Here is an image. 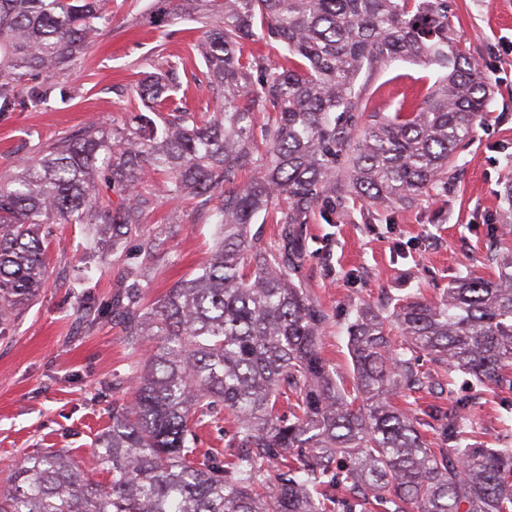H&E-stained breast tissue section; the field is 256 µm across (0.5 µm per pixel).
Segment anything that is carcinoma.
Returning <instances> with one entry per match:
<instances>
[{"label": "carcinoma", "mask_w": 512, "mask_h": 512, "mask_svg": "<svg viewBox=\"0 0 512 512\" xmlns=\"http://www.w3.org/2000/svg\"><path fill=\"white\" fill-rule=\"evenodd\" d=\"M156 2L161 28L204 6L197 51L216 112L206 119L178 98L183 71L170 64L136 88L126 124L88 126L20 162L0 182V325L43 288L44 225L105 224L114 252L139 239L112 313L132 350L157 345L99 440L110 483L44 448L0 482V512H332L336 487L343 512H512V448L485 447L470 411L482 388L512 387V256L490 278L459 274L436 298L356 307L350 388L321 352L327 313L301 280L300 225L343 200L338 159L353 196L410 207L487 112V77L448 36V0ZM111 23L106 0H0V115L66 98L48 78L74 69ZM254 38L282 46L284 62L238 55ZM398 59L448 74L412 110L359 130L361 72ZM161 197L191 201L221 231L198 271L149 308L141 270L161 239L145 220ZM260 218L281 225L275 241L253 230ZM416 352L469 376L470 398L397 406L434 391ZM217 410L233 417L227 446L240 452L200 459L196 429Z\"/></svg>", "instance_id": "obj_1"}]
</instances>
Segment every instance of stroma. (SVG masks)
I'll return each instance as SVG.
<instances>
[{
    "instance_id": "1",
    "label": "stroma",
    "mask_w": 512,
    "mask_h": 512,
    "mask_svg": "<svg viewBox=\"0 0 512 512\" xmlns=\"http://www.w3.org/2000/svg\"><path fill=\"white\" fill-rule=\"evenodd\" d=\"M151 0H110L112 23L96 36L80 64L64 77L68 101L51 95L36 111L0 116V182L16 164L35 159L57 138L76 134L88 123L104 130L128 117L129 100L140 81L166 61H181V90L190 108L213 111L215 103L197 78L204 69L193 50L203 30L194 17L174 24L162 38L144 15ZM449 25L457 44L482 70L494 71L492 103L471 138L456 150L448 181L427 189L410 207L379 210L348 199L332 209L319 207L302 229V280L329 315L320 341L324 357L344 382L352 380L343 319L353 306L374 304L409 291L442 292L472 259L512 247V205L504 198L512 183V0H448ZM442 76L434 66L398 61L362 74L366 109L393 112L399 104L420 102ZM160 232L163 250L141 282L146 304H153L178 280L197 271L210 256L215 227L198 221L190 204L161 201L148 216ZM51 241L48 278L37 302L0 331V470L19 465L45 448L70 450L80 467L109 482L95 448L112 424V405L127 399L136 357L112 317V292L137 240L124 252L103 255L108 231H100L101 251L84 257L83 227L48 225ZM92 280L97 320L87 325L73 282ZM476 413L480 438L490 448H512V391L488 390Z\"/></svg>"
}]
</instances>
